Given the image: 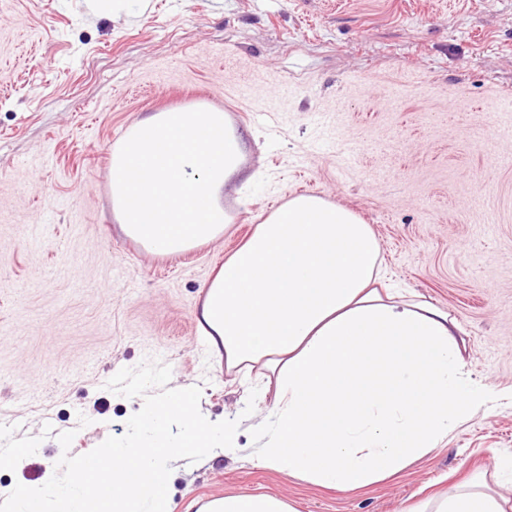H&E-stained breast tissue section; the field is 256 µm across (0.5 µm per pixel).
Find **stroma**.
I'll return each instance as SVG.
<instances>
[{
    "mask_svg": "<svg viewBox=\"0 0 512 512\" xmlns=\"http://www.w3.org/2000/svg\"><path fill=\"white\" fill-rule=\"evenodd\" d=\"M223 111L248 180L231 226L162 257L112 214L113 145L169 110ZM369 224L408 297L459 325L488 404L429 453L337 491L259 465L243 410L255 375L227 370L197 322L213 270L291 196ZM159 361L201 386L235 448L179 462L173 512L275 494L297 512H402L469 483L512 499V0H0V448L31 441L0 488L38 482L63 451L121 436L139 407L107 389Z\"/></svg>",
    "mask_w": 512,
    "mask_h": 512,
    "instance_id": "stroma-1",
    "label": "stroma"
}]
</instances>
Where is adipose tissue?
Listing matches in <instances>:
<instances>
[{"label": "adipose tissue", "mask_w": 512, "mask_h": 512, "mask_svg": "<svg viewBox=\"0 0 512 512\" xmlns=\"http://www.w3.org/2000/svg\"><path fill=\"white\" fill-rule=\"evenodd\" d=\"M242 136L218 111L156 112L112 148L120 231L171 256L226 232L224 187L245 175ZM370 225L315 194L289 199L212 277L198 325L227 369L275 377L260 463L339 489L379 482L430 451L488 394L463 372L457 325L429 303L382 294ZM199 512H294L268 494L210 498ZM412 512H506L460 489Z\"/></svg>", "instance_id": "adipose-tissue-1"}]
</instances>
